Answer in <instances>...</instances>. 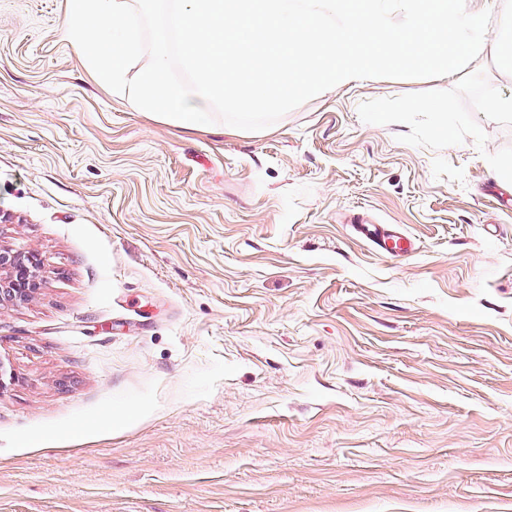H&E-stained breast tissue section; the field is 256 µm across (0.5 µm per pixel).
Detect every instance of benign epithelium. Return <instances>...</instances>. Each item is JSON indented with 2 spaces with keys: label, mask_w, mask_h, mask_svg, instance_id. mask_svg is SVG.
<instances>
[{
  "label": "benign epithelium",
  "mask_w": 512,
  "mask_h": 512,
  "mask_svg": "<svg viewBox=\"0 0 512 512\" xmlns=\"http://www.w3.org/2000/svg\"><path fill=\"white\" fill-rule=\"evenodd\" d=\"M45 276L34 250L13 252L0 247V305L21 304L44 287Z\"/></svg>",
  "instance_id": "obj_1"
}]
</instances>
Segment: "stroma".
Segmentation results:
<instances>
[{"label":"stroma","mask_w":512,"mask_h":512,"mask_svg":"<svg viewBox=\"0 0 512 512\" xmlns=\"http://www.w3.org/2000/svg\"><path fill=\"white\" fill-rule=\"evenodd\" d=\"M63 13L0 0V247L46 276L0 306V512H512V75L194 132L94 83ZM361 239L393 257L406 256L416 250V243L388 224H352Z\"/></svg>","instance_id":"stroma-1"}]
</instances>
